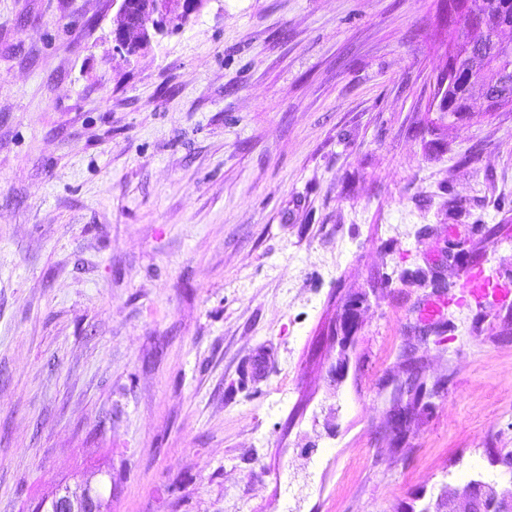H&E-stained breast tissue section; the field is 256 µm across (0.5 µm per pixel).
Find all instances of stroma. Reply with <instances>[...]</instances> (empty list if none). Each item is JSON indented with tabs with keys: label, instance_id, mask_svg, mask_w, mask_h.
<instances>
[{
	"label": "stroma",
	"instance_id": "obj_1",
	"mask_svg": "<svg viewBox=\"0 0 512 512\" xmlns=\"http://www.w3.org/2000/svg\"><path fill=\"white\" fill-rule=\"evenodd\" d=\"M445 2L208 0L127 56L112 0H0V512L85 480L109 512L512 486V299L420 341L430 289L384 283L512 284V112L433 109ZM413 358L443 390L397 448ZM400 280L404 283L414 284L423 288H435L437 290H450L452 283L446 282L443 278L437 277L433 272L417 268L415 270H404L400 275ZM358 322V312L356 304H347L343 312L339 315L336 320V335L338 333L341 336H335L336 339H339V345L341 348L340 358L338 359L335 367L332 369L331 375L335 379H340L344 376L346 370L347 358L345 355V351L348 347V344L352 341L353 334L357 328Z\"/></svg>",
	"mask_w": 512,
	"mask_h": 512
}]
</instances>
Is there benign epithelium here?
Returning <instances> with one entry per match:
<instances>
[{
	"mask_svg": "<svg viewBox=\"0 0 512 512\" xmlns=\"http://www.w3.org/2000/svg\"><path fill=\"white\" fill-rule=\"evenodd\" d=\"M177 2V9L172 11L167 8V0H149L148 6L138 11L134 7L136 0H113V4L117 5L112 21L113 49L129 53L133 48L130 39L132 32L139 36L138 43L149 44L155 36L183 27V24L198 14L204 6V0ZM438 83L445 88V92L434 104L436 111L472 110L474 98L467 95L456 100L452 97L450 76L439 78ZM357 322L358 312L355 304L346 305L336 320L341 351L331 375L337 380L344 376L347 363L345 351L352 341ZM103 500V486H94L88 482L78 492L65 489L54 500L44 503L39 512H102ZM424 512H512V488L499 489L481 480H472L461 486L444 489L437 499L435 510L427 508Z\"/></svg>",
	"mask_w": 512,
	"mask_h": 512,
	"instance_id": "1",
	"label": "benign epithelium"
}]
</instances>
